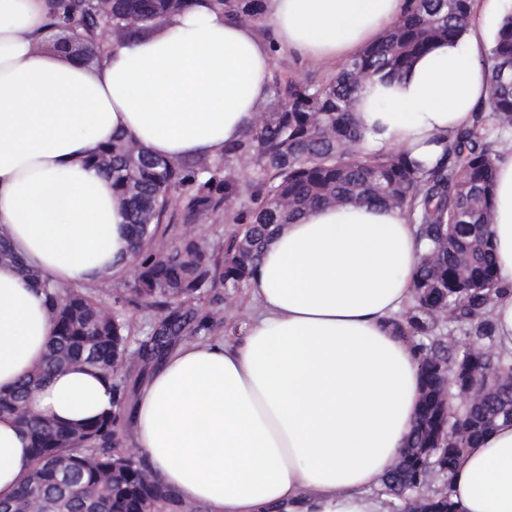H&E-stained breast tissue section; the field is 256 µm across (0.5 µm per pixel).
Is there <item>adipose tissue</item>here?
Masks as SVG:
<instances>
[{"label": "adipose tissue", "mask_w": 512, "mask_h": 512, "mask_svg": "<svg viewBox=\"0 0 512 512\" xmlns=\"http://www.w3.org/2000/svg\"><path fill=\"white\" fill-rule=\"evenodd\" d=\"M406 0H268L264 23H235L196 0L149 36L113 43L99 64L50 46L52 0H0V390L39 364L51 307L18 263L65 287L129 265L130 235L91 155L123 134L171 160L217 156L267 98L271 46L327 69L358 55ZM490 83L481 37L435 42L391 86L365 82L354 109L369 143L436 163L471 125ZM491 236L502 291L496 347L512 354V150L495 160ZM420 250L406 212L317 207L264 246L246 287L257 314L233 342L176 347L142 387L135 440L153 475L208 512H382L370 492L407 445L422 389L418 353L396 333ZM109 382L77 366L31 395L71 424L111 403ZM30 467L28 440L0 415V498ZM460 512H512V420L457 459Z\"/></svg>", "instance_id": "ef3b65f1"}]
</instances>
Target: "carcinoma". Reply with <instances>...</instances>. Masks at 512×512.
I'll use <instances>...</instances> for the list:
<instances>
[{
	"mask_svg": "<svg viewBox=\"0 0 512 512\" xmlns=\"http://www.w3.org/2000/svg\"><path fill=\"white\" fill-rule=\"evenodd\" d=\"M195 0H54L52 46L65 56L94 62L109 48L95 47L98 31L110 24L117 42L153 32L168 16ZM238 23H256L264 0H210ZM394 25L331 78L283 79L273 74L267 99L244 138L216 159L177 162L156 156L117 135L93 156L125 205L136 262L135 297L157 309L148 336L136 354L143 366L158 361L181 339L203 336L216 311L203 313L189 302L203 288L234 290L246 285L268 238L297 222L314 207L376 204L407 208L419 225L424 253L413 285L405 324L396 331L419 349L424 382L413 447L432 450L443 476L457 457L475 446L501 418L512 417V361L495 351L489 306L500 291L489 224L495 186V156L512 145V13L499 23L485 54L490 93L476 121L448 142L431 169L408 159L402 149L365 146L354 112L363 82L391 81L436 41L467 32L473 0H406ZM491 128H486V125ZM249 180L252 205L235 209L242 175ZM169 211L183 222L223 217L238 230L222 245L183 236L172 242L157 236ZM25 278L39 281L51 303L54 334L45 360L8 392L0 391V414L12 415L25 432L31 468L13 495L0 500V512H177L184 505L161 484L142 456L119 447L118 415L125 390L123 369L129 325L105 301L82 288H67L22 264ZM448 324V336L440 327ZM468 336L460 347L455 331ZM87 366L110 382L112 408L80 426L34 412L30 392L51 375ZM448 369L443 385L442 369ZM478 384L483 394L462 413L465 429L454 440L436 442L433 432L458 423L453 405L443 407V390L455 378ZM428 470L409 460L390 483L409 480L423 488ZM429 512H458L449 486L425 497Z\"/></svg>",
	"mask_w": 512,
	"mask_h": 512,
	"instance_id": "carcinoma-1",
	"label": "carcinoma"
}]
</instances>
